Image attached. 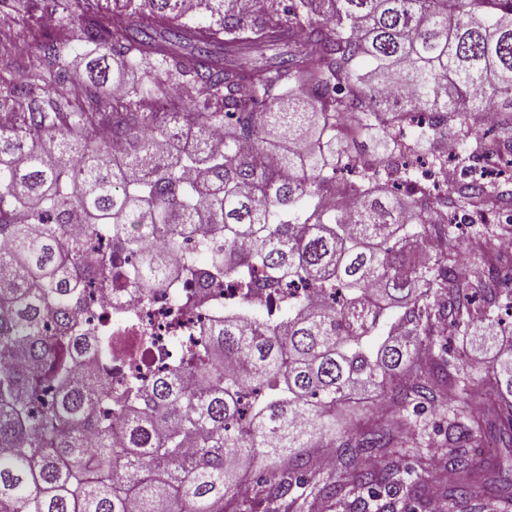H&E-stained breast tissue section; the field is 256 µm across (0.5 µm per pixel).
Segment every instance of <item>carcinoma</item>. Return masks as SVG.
Instances as JSON below:
<instances>
[{"label":"carcinoma","instance_id":"obj_1","mask_svg":"<svg viewBox=\"0 0 512 512\" xmlns=\"http://www.w3.org/2000/svg\"><path fill=\"white\" fill-rule=\"evenodd\" d=\"M54 32L30 26L14 41L36 52L0 61V109L28 112L34 139L0 122V512H224L234 477L275 463L255 501L333 498L368 512L385 496L409 501L398 458L421 446L400 426L335 438L336 406L372 386L390 407L417 412L478 389L436 346L438 323L467 336L481 296L489 331L469 337L495 358L483 379L499 443L512 447V345L494 334L493 308L512 309V256L496 250L512 211V179H450L447 209L483 225L471 246L487 268L466 275L450 224L412 157L454 140L475 161L486 146L467 125L493 112L496 147L512 157V0H122L112 15L94 0H47ZM98 46L86 97L59 90L76 42ZM274 61L248 66L253 49ZM115 78H109L110 63ZM129 72L142 81L128 86ZM125 93L107 103V82ZM249 93H241L242 86ZM434 115L412 142L397 139L415 114ZM185 120L203 134L191 151L166 148ZM125 148L120 165L96 136L101 122ZM367 136L368 156L347 139ZM103 233L134 259L122 275L145 289L196 278L243 294L301 287L274 317L246 305L212 319L185 359L148 380L112 388L102 360L126 336L84 329L86 284L108 263L77 230ZM215 236L224 247L200 271L182 247ZM437 238L427 260L409 245ZM435 310L436 320H423ZM489 421L448 415L443 464L448 512H508L472 449ZM331 448L334 475L304 449ZM301 494L294 495L295 490Z\"/></svg>","mask_w":512,"mask_h":512}]
</instances>
